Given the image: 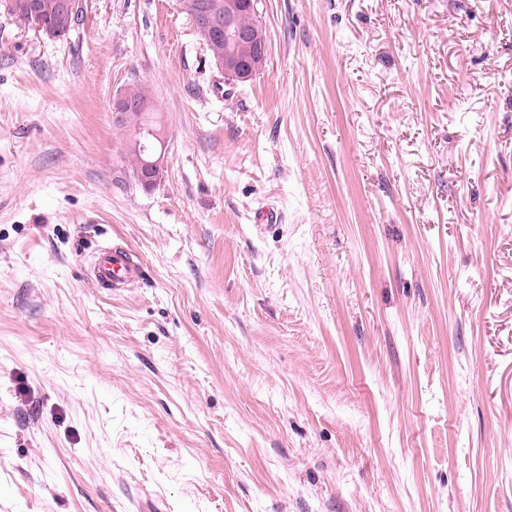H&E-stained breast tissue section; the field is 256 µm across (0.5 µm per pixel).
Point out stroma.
I'll list each match as a JSON object with an SVG mask.
<instances>
[{
    "label": "stroma",
    "instance_id": "obj_1",
    "mask_svg": "<svg viewBox=\"0 0 512 512\" xmlns=\"http://www.w3.org/2000/svg\"><path fill=\"white\" fill-rule=\"evenodd\" d=\"M82 5L0 8V512H512V0H261L243 84L178 0ZM9 1L13 2V6H11ZM59 1L60 0H5L4 2L6 4L7 11L20 21H23L22 17L26 15L29 10L36 11L44 22L45 27L48 28L47 32L43 31L45 35L58 38L66 36L71 31L78 20L79 13L82 11L79 0H75L79 2L77 4V11L74 14V17L65 24L59 16ZM75 1L61 0V13L69 16L75 12ZM125 92L130 96L125 94H119L112 103V115L115 120V126L121 129L124 128H133L134 135L141 134L142 130L138 128H149L147 133L153 136L154 138H162L166 139L165 127H162L160 131H155L150 127L159 126L158 120L159 114L158 112H154L153 110H145L138 112H130L133 110H138L142 108V103L135 99H140L143 101L151 102L152 97L149 93V90L142 85H133L125 89ZM132 97V98H131ZM135 98V99H133ZM127 112V113H126ZM126 113V114H125ZM125 114V116H123ZM123 116V117H122ZM122 117V118H121ZM121 118V119H120ZM125 163H127V173L131 181L137 183L136 174L141 171V159H143L144 174L141 176L142 184L145 188H151L161 178L164 168L165 150L156 152L151 149L145 155L142 151V143L133 142V137L126 140ZM142 274L141 263L134 262L127 249H100L94 270V278L99 285L112 286V292L117 294L128 285L139 281Z\"/></svg>",
    "mask_w": 512,
    "mask_h": 512
}]
</instances>
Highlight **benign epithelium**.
Segmentation results:
<instances>
[{"label":"benign epithelium","instance_id":"1","mask_svg":"<svg viewBox=\"0 0 512 512\" xmlns=\"http://www.w3.org/2000/svg\"><path fill=\"white\" fill-rule=\"evenodd\" d=\"M239 8L238 0H224L220 4L214 2L209 14L199 21L196 30L202 40L210 43L217 40L235 43H249L254 46V56L243 58L228 53L216 59L215 65L224 78L237 82L250 80L259 70L268 48V36L263 24L255 22L252 28L241 30L232 24V16ZM142 108V103L125 94L118 95L112 103L113 118L119 119L125 113ZM165 152L150 150L143 159L144 175L142 184L150 188L161 178L164 168Z\"/></svg>","mask_w":512,"mask_h":512}]
</instances>
